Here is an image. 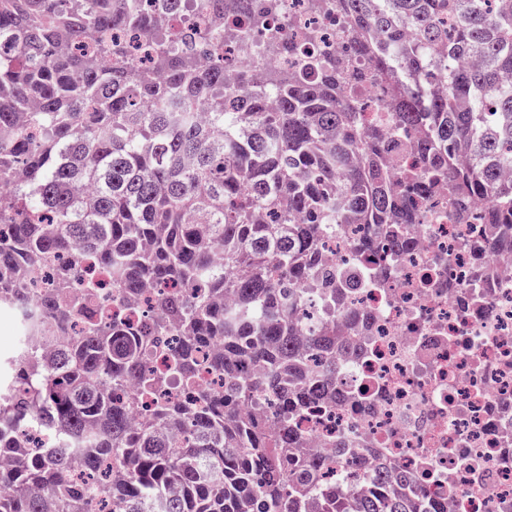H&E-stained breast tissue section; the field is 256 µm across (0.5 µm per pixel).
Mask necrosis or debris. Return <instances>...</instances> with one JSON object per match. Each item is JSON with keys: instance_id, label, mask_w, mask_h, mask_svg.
<instances>
[{"instance_id": "obj_1", "label": "necrosis or debris", "mask_w": 512, "mask_h": 512, "mask_svg": "<svg viewBox=\"0 0 512 512\" xmlns=\"http://www.w3.org/2000/svg\"><path fill=\"white\" fill-rule=\"evenodd\" d=\"M251 6L268 12L269 25L247 43L225 42V73L290 68L279 40L309 30L325 57L346 55L335 7ZM404 232L411 248L381 259L389 279L360 281L341 300L366 316L367 331L349 333L357 356L336 373L335 406L296 424L313 446L335 453L336 471L383 455L422 476L448 512H512V258L491 259L493 225L457 223L444 189ZM77 275L98 318L137 329L148 322L155 290L127 303L90 256L79 258Z\"/></svg>"}]
</instances>
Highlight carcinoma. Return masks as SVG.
<instances>
[{
	"label": "carcinoma",
	"instance_id": "1",
	"mask_svg": "<svg viewBox=\"0 0 512 512\" xmlns=\"http://www.w3.org/2000/svg\"><path fill=\"white\" fill-rule=\"evenodd\" d=\"M353 36L326 68L288 40L290 71L224 84V62L188 53L262 27L248 0H196L213 25L188 48L155 24L187 0H0V304L48 334L88 301L58 265L35 314L21 283L55 253H94L127 299L153 282L159 316L142 331L88 317L43 358L22 346L0 386L15 466L0 512H447L395 460L361 465L364 485H323L330 461L292 417L336 402V295L354 285L322 252L336 224H363L360 255L404 251L405 224L448 186L456 220L498 227L512 253V0H335ZM380 86L394 127L366 125ZM417 158L401 168L405 148ZM318 285L325 320L291 317L297 285ZM179 333L174 375L147 366L154 337ZM224 390L162 402L138 429L134 382L164 396L205 370ZM263 393L262 407H241ZM27 416L55 433L30 451Z\"/></svg>",
	"mask_w": 512,
	"mask_h": 512
}]
</instances>
